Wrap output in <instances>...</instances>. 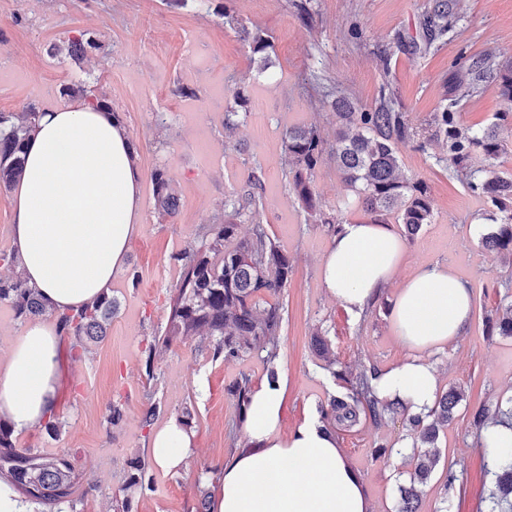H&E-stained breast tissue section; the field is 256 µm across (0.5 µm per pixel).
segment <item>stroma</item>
I'll return each instance as SVG.
<instances>
[{
    "mask_svg": "<svg viewBox=\"0 0 512 512\" xmlns=\"http://www.w3.org/2000/svg\"><path fill=\"white\" fill-rule=\"evenodd\" d=\"M430 2L187 0L173 7L166 0H0V112L15 113L30 102L43 109L62 105L69 86L106 95L138 150L144 177L140 231L110 288L119 311L103 342L89 344L75 358L65 347L59 356V435L38 428L13 435L17 447L65 453L82 486L98 485L77 512H110L109 491L127 461L151 457L154 428L182 409L194 411L198 420L192 450L180 470H153L154 488L139 500L137 512H190L207 469L245 446L227 386L243 373L256 384L265 380L260 359L212 360L207 339L195 336L157 353L155 380H147L142 360L148 341L167 322L179 278L173 254L200 240L204 225L222 220L225 202L251 167L265 174L263 221L293 263L278 296L284 322L276 369L288 380L284 429L317 416L319 404L341 391L312 352L316 329L326 332L350 370L387 367L402 358L386 308L392 291L358 314L325 290L319 263L331 236L308 221L288 191L282 137L288 127L316 124L333 138L336 117L327 94L334 90L361 111L373 109L381 95L391 96L397 110L424 125L452 87L462 125L494 122L504 109L498 87L487 81L469 92L468 69L489 51L500 65H512V0H459L447 34L433 41L423 27ZM225 9L248 28L272 35L271 73L258 75L248 48L225 25ZM82 35L97 38L100 47L76 61L62 48ZM182 85L190 96L174 95ZM238 88L247 92L250 108L239 127L228 131L224 108ZM447 153L442 142L423 150L410 143L399 152L402 172L427 183L433 210L432 222L407 244L404 272L445 259L473 288L467 334L430 357L441 389L454 385L465 395V410L440 442L463 489L442 500L441 478L432 475L421 488V510L479 512L488 460L466 409L512 397V338L486 336L483 325L484 317L504 309L497 287L512 266L470 234L471 225L490 223L496 210L437 164ZM157 167L166 170L180 196L170 221L161 220L154 207L148 176ZM313 184L325 211L345 222L363 219L361 210L345 205L347 191L334 161L324 160ZM116 401L125 419L113 429L106 415ZM154 401L162 411L149 428L141 411ZM380 444L391 448L390 456L375 457ZM337 446L360 474L373 512H397L394 490L408 479L411 446L402 422L360 427Z\"/></svg>",
    "mask_w": 512,
    "mask_h": 512,
    "instance_id": "35a3bbf8",
    "label": "stroma"
}]
</instances>
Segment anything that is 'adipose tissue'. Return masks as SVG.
<instances>
[{"instance_id": "ef3b65f1", "label": "adipose tissue", "mask_w": 512, "mask_h": 512, "mask_svg": "<svg viewBox=\"0 0 512 512\" xmlns=\"http://www.w3.org/2000/svg\"><path fill=\"white\" fill-rule=\"evenodd\" d=\"M123 124L76 100L45 112L29 142L24 175L11 196L12 238L29 285L62 314L81 308L112 284L140 227L142 174ZM407 251L392 225L343 224L321 262L328 293L345 308L367 310L397 284L390 314L406 350L379 369V398H399L414 413L433 406L439 376L432 353L464 336L472 288L443 262L404 280ZM65 336L53 322L26 325L0 364V412L17 430L39 426L56 410L57 355ZM287 380L251 394L244 422L249 446L220 464L211 481L212 512H372L362 480L319 419L282 432ZM193 435L170 420L151 439L155 466L179 468Z\"/></svg>"}]
</instances>
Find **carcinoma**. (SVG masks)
I'll list each match as a JSON object with an SVG mask.
<instances>
[{
	"label": "carcinoma",
	"mask_w": 512,
	"mask_h": 512,
	"mask_svg": "<svg viewBox=\"0 0 512 512\" xmlns=\"http://www.w3.org/2000/svg\"><path fill=\"white\" fill-rule=\"evenodd\" d=\"M455 0H432L425 22L431 36L448 32V20L453 17ZM224 23L234 28L252 55L260 61V72L269 67L272 36L261 29H249L240 24L229 11L223 13ZM98 42L89 37L69 41L68 55L83 57ZM470 84L487 79L498 85L505 111L497 122L476 131L458 126L454 108L457 101L445 98L441 110L434 113L426 126L414 124L408 113L395 109L391 99H381L371 112H359L344 94L337 95L331 106L336 115L334 142H328L315 125L292 126L282 140L288 186L294 200L314 224H323L334 234L340 226L336 217L327 214L315 192L313 178L325 157H331L336 169L352 193L354 201L373 224H387L389 219L403 225L405 235L412 239L423 225L432 223L430 192L421 179L401 173L399 149L417 141L425 147L432 141L448 143V157L436 162L451 163L457 178L474 195L490 202L500 213L495 218L496 229L481 236L482 247L508 258L512 264V173L498 169L492 160L502 151V122L512 119V70L497 67L486 54L473 62L469 69ZM77 93L95 110L112 113L108 99L89 96L85 90ZM244 91L233 92V104L224 110V126L238 125V109L246 108ZM42 110L34 103L24 111L9 115L0 112V188L18 183L24 173L28 141L35 131ZM155 209L162 217L173 218L180 207V198L167 173L155 168L150 173ZM264 180L262 171L253 168L234 189L224 204V221L208 224L201 241L193 242L172 256L180 266L178 285L169 297L168 318L164 331L153 337L143 354L147 379H154V358L158 350L204 334L209 337V349L214 360H243L256 357L267 365V377L275 380L274 362L278 357L282 312L279 303L268 298L280 294L292 273V261L286 251L268 232L262 219ZM251 224L248 236L239 235L242 223ZM0 266L9 275H0V304H8L16 318L23 321L39 316H51L53 311L39 291L27 285L14 253H0ZM116 309L115 300L103 292L84 307L56 316L66 336L73 337L72 348H83L90 342H101L107 336V322ZM487 336L512 338V304L492 318H485ZM313 351L323 361V369L339 381L344 389L341 396H332L320 406L321 421L333 436L351 433L367 424L382 426L395 418L413 434L410 459L413 468L409 482L397 486V512H421L418 485L427 482L439 466L442 456L438 446L440 433L454 420L463 393L451 386L436 397L433 407L425 414L408 413L402 400L380 399L371 381L377 374L373 366L353 372L336 358L330 340L322 331L314 333ZM253 384L242 374L228 387L236 402L237 424H243ZM512 423V399L490 410L479 405L469 410V423L476 436H481L491 424ZM11 423L0 414V480L17 487L33 504H68L76 512L74 495L77 476L68 457L59 453L41 456L26 448L16 447ZM151 464L143 457L127 462L117 487L111 489L112 512H134V503L149 488ZM491 489L484 498L485 512H512V459L488 469ZM458 476L446 468L442 482V500L448 501L457 490Z\"/></svg>",
	"instance_id": "cac0c4a2"
}]
</instances>
